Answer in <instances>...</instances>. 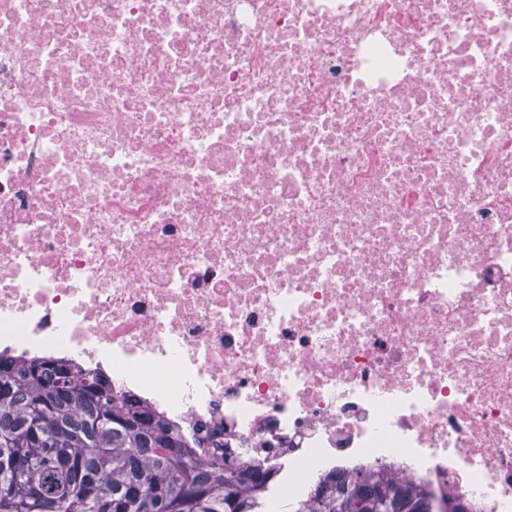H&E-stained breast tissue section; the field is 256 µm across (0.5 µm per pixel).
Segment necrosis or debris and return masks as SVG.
I'll return each mask as SVG.
<instances>
[{"label": "necrosis or debris", "mask_w": 512, "mask_h": 512, "mask_svg": "<svg viewBox=\"0 0 512 512\" xmlns=\"http://www.w3.org/2000/svg\"><path fill=\"white\" fill-rule=\"evenodd\" d=\"M0 353L512 512V0H0Z\"/></svg>", "instance_id": "necrosis-or-debris-1"}]
</instances>
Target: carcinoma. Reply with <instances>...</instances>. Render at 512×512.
I'll list each match as a JSON object with an SVG mask.
<instances>
[{
	"label": "carcinoma",
	"instance_id": "cac0c4a2",
	"mask_svg": "<svg viewBox=\"0 0 512 512\" xmlns=\"http://www.w3.org/2000/svg\"><path fill=\"white\" fill-rule=\"evenodd\" d=\"M262 464L203 458L102 372L0 354V512H266ZM191 484L195 495L184 493ZM288 512H467L392 470L327 475Z\"/></svg>",
	"mask_w": 512,
	"mask_h": 512
}]
</instances>
